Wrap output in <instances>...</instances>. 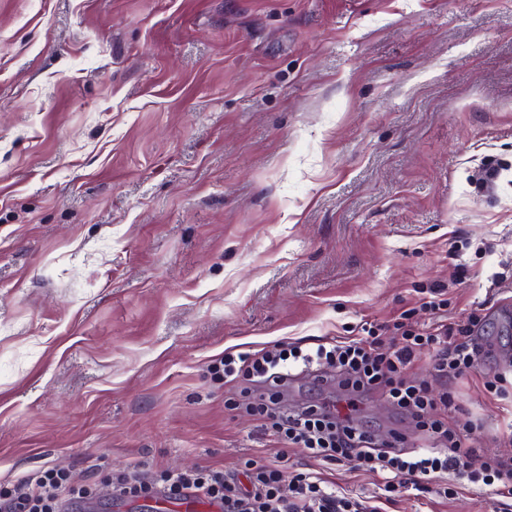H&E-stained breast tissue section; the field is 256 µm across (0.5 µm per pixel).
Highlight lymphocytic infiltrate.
Here are the masks:
<instances>
[{"label":"lymphocytic infiltrate","mask_w":512,"mask_h":512,"mask_svg":"<svg viewBox=\"0 0 512 512\" xmlns=\"http://www.w3.org/2000/svg\"><path fill=\"white\" fill-rule=\"evenodd\" d=\"M425 305L437 312L435 323H414V312L407 309L386 325L363 324L357 336H339L313 348L277 343L253 353H228L211 367L213 375L240 390V399L228 402L231 409L254 416L281 448H299L311 458L347 463L377 477V500L347 492L317 472H291L281 463L250 459L237 473L214 466L149 472L134 467L101 483L78 481L65 471L47 468L0 490V512H70L72 506L102 495L115 500L201 497L220 512H385L387 503L412 489L453 498L457 487L448 481L452 470L472 487L512 499V459L487 454L479 468L468 469L473 453L469 437L448 426V413L456 407L453 393L434 394L407 374L422 352L432 354L435 371L446 379L475 368L480 350L471 334L481 317L473 314L466 323H448L447 303L439 289L430 292ZM387 329L393 331L395 343H386ZM313 365L334 370L344 405L280 407L289 376L298 367ZM375 390L382 391L398 413L415 420L416 441L396 430L380 436L354 422L358 398Z\"/></svg>","instance_id":"1"}]
</instances>
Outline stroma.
<instances>
[{"label": "stroma", "mask_w": 512, "mask_h": 512, "mask_svg": "<svg viewBox=\"0 0 512 512\" xmlns=\"http://www.w3.org/2000/svg\"><path fill=\"white\" fill-rule=\"evenodd\" d=\"M512 0H0V486L54 466L277 460L225 352L347 336L446 288L483 313L445 382L512 457ZM357 423L408 427L380 395ZM372 497L376 477L286 452ZM490 492L390 512H499Z\"/></svg>", "instance_id": "35a3bbf8"}]
</instances>
